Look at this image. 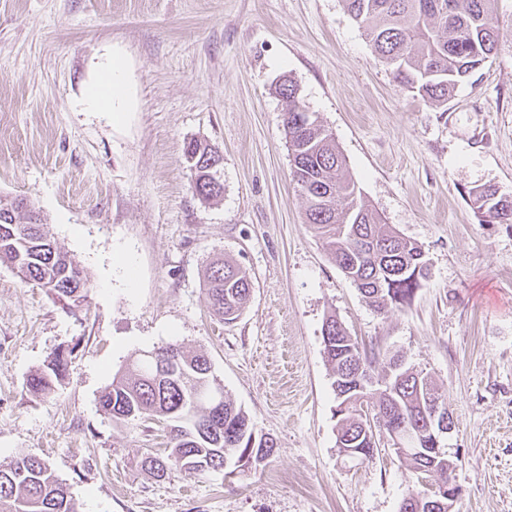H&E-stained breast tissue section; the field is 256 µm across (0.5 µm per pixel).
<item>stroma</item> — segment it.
I'll return each instance as SVG.
<instances>
[{
  "instance_id": "obj_1",
  "label": "stroma",
  "mask_w": 512,
  "mask_h": 512,
  "mask_svg": "<svg viewBox=\"0 0 512 512\" xmlns=\"http://www.w3.org/2000/svg\"><path fill=\"white\" fill-rule=\"evenodd\" d=\"M494 11L491 58L442 110L394 82L342 0H0V194L29 199L90 281L69 305L0 265V464L44 459L79 512H399L419 483L385 434L370 458L340 456L333 314L374 376L399 355L434 381L454 422V512H512V224L481 223L469 201L477 186L512 197V0ZM116 52L137 101L121 128L84 102ZM285 77L364 201L424 251L429 278L403 309L369 307L306 224ZM192 139L224 155L216 201L192 192ZM221 255L253 282L229 324L204 282ZM170 343L208 357L275 440L269 459L230 478L141 468L165 424L113 422L99 397ZM59 351L64 377L30 394Z\"/></svg>"
}]
</instances>
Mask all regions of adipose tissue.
<instances>
[{"mask_svg": "<svg viewBox=\"0 0 512 512\" xmlns=\"http://www.w3.org/2000/svg\"><path fill=\"white\" fill-rule=\"evenodd\" d=\"M126 60L122 55H113L111 61L101 70L98 82L87 97L91 108L109 112L114 127L127 124L136 103L130 96L126 84Z\"/></svg>", "mask_w": 512, "mask_h": 512, "instance_id": "adipose-tissue-1", "label": "adipose tissue"}]
</instances>
